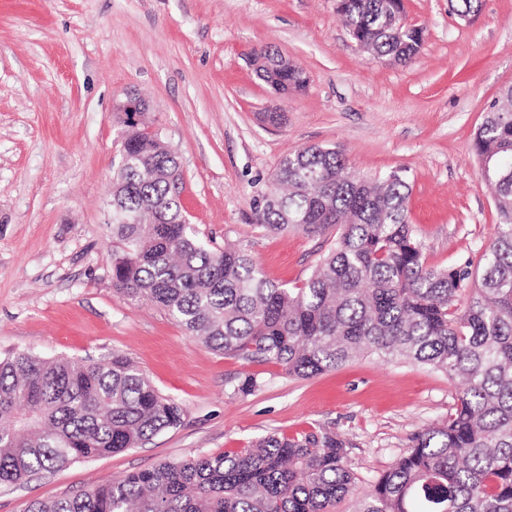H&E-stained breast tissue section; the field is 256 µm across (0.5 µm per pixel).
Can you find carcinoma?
<instances>
[{
  "label": "carcinoma",
  "instance_id": "obj_1",
  "mask_svg": "<svg viewBox=\"0 0 512 512\" xmlns=\"http://www.w3.org/2000/svg\"><path fill=\"white\" fill-rule=\"evenodd\" d=\"M480 0H449L466 17ZM360 47L408 64L422 31L403 0H336ZM256 77L286 95L306 72L262 49ZM112 193V286L150 298L212 350L272 363L290 375L335 370L360 352L427 365L459 383L448 420L413 435L356 512H512V87L490 105L473 150L494 192L497 234L478 261L426 265L409 221V179L372 182L320 145L283 157L252 199L262 231L333 243L300 287L265 279L240 247L198 238L181 203L178 157L121 112ZM465 305H460L463 294ZM183 410L128 357L0 360V485L69 463L141 448L181 425ZM354 467L330 431L277 433L242 451L165 461L81 492L35 500L25 512H336Z\"/></svg>",
  "mask_w": 512,
  "mask_h": 512
}]
</instances>
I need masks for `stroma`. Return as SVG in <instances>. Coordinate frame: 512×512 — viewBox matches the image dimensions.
I'll use <instances>...</instances> for the list:
<instances>
[{
	"label": "stroma",
	"mask_w": 512,
	"mask_h": 512,
	"mask_svg": "<svg viewBox=\"0 0 512 512\" xmlns=\"http://www.w3.org/2000/svg\"><path fill=\"white\" fill-rule=\"evenodd\" d=\"M405 5L424 30L407 66L363 50L334 0H0V359L118 353L184 410L181 426L144 447L0 486V512L161 461L321 429L348 442L356 479L337 512H355L410 437L447 420L457 389L430 367L359 356L298 378L215 352L112 286L114 112L131 92L149 104V131L180 158L190 224L216 245L245 248L271 281L301 285L331 243L250 221L279 161L312 144L342 150L371 180L407 171L426 264L478 261L498 216L472 141L512 86V0H482L466 19L448 0ZM263 46L306 71V92L279 96L256 78ZM269 112L283 121L270 123ZM249 373L261 387L234 393Z\"/></svg>",
	"instance_id": "stroma-1"
}]
</instances>
